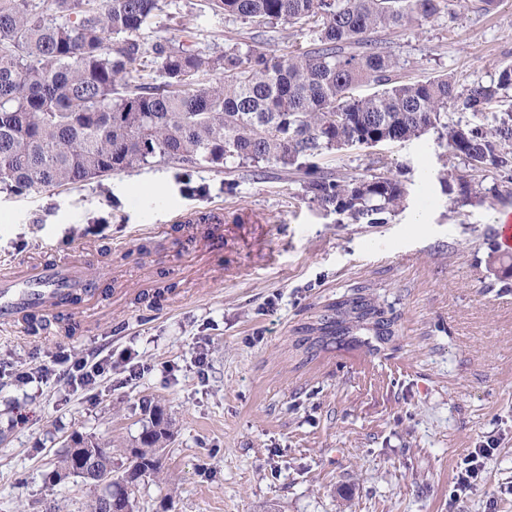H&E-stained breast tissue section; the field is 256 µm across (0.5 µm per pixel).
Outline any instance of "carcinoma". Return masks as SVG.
<instances>
[{
  "mask_svg": "<svg viewBox=\"0 0 512 512\" xmlns=\"http://www.w3.org/2000/svg\"><path fill=\"white\" fill-rule=\"evenodd\" d=\"M216 12L265 31L281 22L309 28L302 52L267 55L235 44L218 55L184 44L156 46V72L128 79L148 53L140 31L161 0H0V191L21 193L92 181L156 162L221 169L266 162L304 175L305 196L342 216L338 223L385 224L407 194L384 173L333 176L318 156L358 143L418 138L432 130L467 174L448 173L454 202L498 199L486 174L512 183V65L462 85L451 74L413 80L389 42L373 34L409 30L439 16L447 0H211ZM367 83L377 91L354 94ZM469 115L448 120V110ZM396 317L352 289L308 333L336 343L370 325L383 341ZM170 438L162 412L140 437L135 465L112 481V496L157 473ZM100 472L112 449L89 435ZM79 476L73 453L54 462L50 481Z\"/></svg>",
  "mask_w": 512,
  "mask_h": 512,
  "instance_id": "carcinoma-1",
  "label": "carcinoma"
}]
</instances>
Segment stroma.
Wrapping results in <instances>:
<instances>
[{
    "mask_svg": "<svg viewBox=\"0 0 512 512\" xmlns=\"http://www.w3.org/2000/svg\"><path fill=\"white\" fill-rule=\"evenodd\" d=\"M453 9L385 33L410 78L468 84L512 64V0ZM143 37L277 55L313 40L288 23L255 32L209 0H168ZM317 163L390 171L408 195L387 223L342 224L263 162L0 193V265L74 259L93 285L76 320L0 332V512H82L81 479L48 482L56 455L91 434L123 462L157 408L172 437L139 512H512V278L491 257L512 195L454 206L432 132ZM357 287L396 315L390 340L307 334ZM92 352L106 362L94 384L59 380ZM491 440L481 480L453 496L460 458Z\"/></svg>",
    "mask_w": 512,
    "mask_h": 512,
    "instance_id": "35a3bbf8",
    "label": "stroma"
}]
</instances>
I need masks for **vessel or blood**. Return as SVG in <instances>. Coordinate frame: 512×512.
I'll return each instance as SVG.
<instances>
[{
  "label": "vessel or blood",
  "mask_w": 512,
  "mask_h": 512,
  "mask_svg": "<svg viewBox=\"0 0 512 512\" xmlns=\"http://www.w3.org/2000/svg\"><path fill=\"white\" fill-rule=\"evenodd\" d=\"M77 263L45 262L24 271L0 273V326L18 328L31 318L48 317L67 307V294L89 291Z\"/></svg>",
  "instance_id": "obj_1"
}]
</instances>
